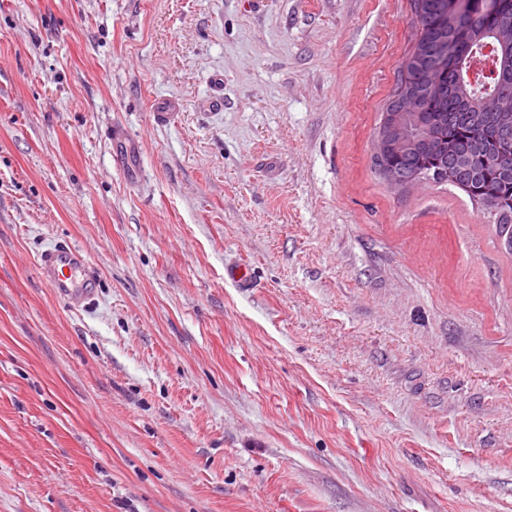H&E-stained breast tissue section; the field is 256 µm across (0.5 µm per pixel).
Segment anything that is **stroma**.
<instances>
[{"label": "stroma", "instance_id": "stroma-1", "mask_svg": "<svg viewBox=\"0 0 512 512\" xmlns=\"http://www.w3.org/2000/svg\"><path fill=\"white\" fill-rule=\"evenodd\" d=\"M415 42L411 0H0V512H512V254L373 166ZM40 280L57 297L74 306H86L98 288V275L87 253L80 247L59 243L37 258Z\"/></svg>", "mask_w": 512, "mask_h": 512}]
</instances>
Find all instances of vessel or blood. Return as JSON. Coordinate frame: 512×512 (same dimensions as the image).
Masks as SVG:
<instances>
[{
  "mask_svg": "<svg viewBox=\"0 0 512 512\" xmlns=\"http://www.w3.org/2000/svg\"><path fill=\"white\" fill-rule=\"evenodd\" d=\"M36 269L47 288L72 305H86L96 294L97 272L80 247L59 243L47 248L38 256Z\"/></svg>",
  "mask_w": 512,
  "mask_h": 512,
  "instance_id": "1",
  "label": "vessel or blood"
}]
</instances>
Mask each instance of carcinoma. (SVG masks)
<instances>
[{
	"instance_id": "carcinoma-1",
	"label": "carcinoma",
	"mask_w": 512,
	"mask_h": 512,
	"mask_svg": "<svg viewBox=\"0 0 512 512\" xmlns=\"http://www.w3.org/2000/svg\"><path fill=\"white\" fill-rule=\"evenodd\" d=\"M420 38L400 67L396 90L385 113L408 91L421 96L412 116L414 142L405 152L374 156L381 175L394 170L405 177L429 164L447 165L448 184L482 204L494 217L495 232L512 252V126L502 115L512 111V33L501 38L497 18L512 17V0H475L461 14V49L448 31L440 0H414ZM456 66L440 58L443 47Z\"/></svg>"
}]
</instances>
